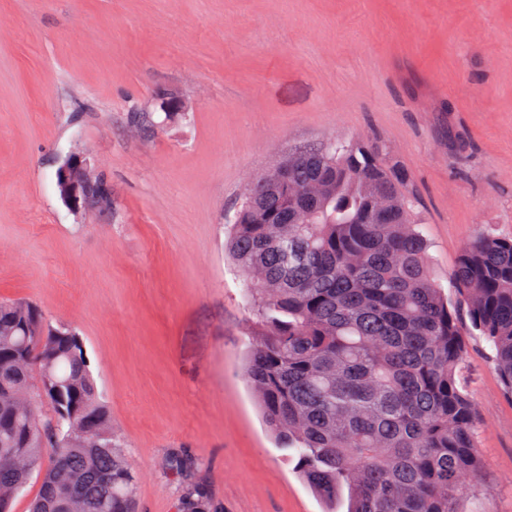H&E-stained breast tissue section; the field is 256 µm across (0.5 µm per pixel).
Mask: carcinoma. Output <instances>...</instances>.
<instances>
[{
    "label": "carcinoma",
    "instance_id": "obj_1",
    "mask_svg": "<svg viewBox=\"0 0 512 512\" xmlns=\"http://www.w3.org/2000/svg\"><path fill=\"white\" fill-rule=\"evenodd\" d=\"M429 247L404 172L356 141L298 153L283 181L258 177L231 225L257 328L246 379L327 512L344 497L346 512H465L478 487L467 343ZM451 280L512 396V236L475 235ZM40 314L0 299V512L33 478L29 512H69L66 495L81 512H132L136 476L84 340ZM212 509L187 481L177 512Z\"/></svg>",
    "mask_w": 512,
    "mask_h": 512
}]
</instances>
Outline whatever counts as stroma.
<instances>
[{"label": "stroma", "mask_w": 512, "mask_h": 512, "mask_svg": "<svg viewBox=\"0 0 512 512\" xmlns=\"http://www.w3.org/2000/svg\"><path fill=\"white\" fill-rule=\"evenodd\" d=\"M330 139L405 171L458 301L463 244L512 235V0H0V299L84 337L135 512H176L178 455L214 512H325L245 379L224 227L253 177ZM82 148L111 211L57 193ZM467 346L484 490L465 506L512 512V397L485 340Z\"/></svg>", "instance_id": "35a3bbf8"}]
</instances>
